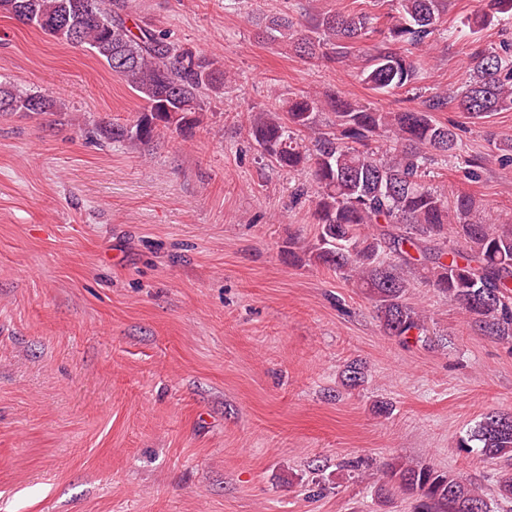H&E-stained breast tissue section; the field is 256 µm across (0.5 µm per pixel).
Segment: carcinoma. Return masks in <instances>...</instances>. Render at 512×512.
<instances>
[{
  "label": "carcinoma",
  "instance_id": "obj_1",
  "mask_svg": "<svg viewBox=\"0 0 512 512\" xmlns=\"http://www.w3.org/2000/svg\"><path fill=\"white\" fill-rule=\"evenodd\" d=\"M395 13L381 23L365 12L327 11L314 19L312 34L294 37L287 16L265 18L266 28L288 39L294 52L327 63L347 57L350 46L379 38L362 51L363 81L374 91L408 87L421 60L408 46L432 44L440 34L445 0H397ZM0 12L73 46L88 47L112 74L123 78L142 101L136 120L105 125L114 142L146 145L161 130L190 136L204 116V95L224 89V66L214 58L178 47L148 25L135 21L129 0H0ZM511 13L512 0H491L487 11L466 19L485 29L494 14ZM473 76L458 95V107L474 118L512 108V55L485 49L473 56ZM448 94L433 92L423 106L383 112L340 95H300L285 112L255 114L251 133L274 163L296 170L308 167L319 191L313 210L318 226L314 262L366 289L376 300L384 332L403 344L427 339V316L406 302L408 270L419 264L430 287L458 302L468 322L485 336L512 339V225L477 215L467 194L442 199L421 174L430 153L457 156V128L437 122L432 113L446 108ZM56 103L40 94L0 85V112L43 114ZM330 129L308 147L297 131L309 128L324 108ZM386 132L395 147L374 151L369 140ZM463 240L449 256L448 234ZM364 363L342 371L343 384L360 386ZM460 447L475 448L500 465L496 497L512 500V413L485 414ZM380 491H396L410 512H493V501L479 487L430 465L393 462Z\"/></svg>",
  "mask_w": 512,
  "mask_h": 512
}]
</instances>
